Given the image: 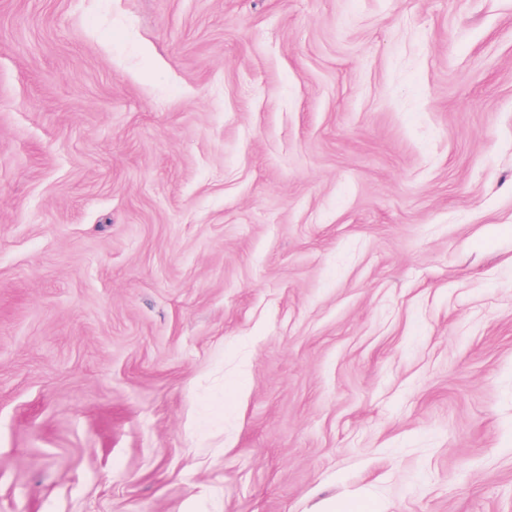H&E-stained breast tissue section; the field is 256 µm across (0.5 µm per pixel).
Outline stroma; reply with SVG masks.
<instances>
[{
  "instance_id": "stroma-1",
  "label": "stroma",
  "mask_w": 512,
  "mask_h": 512,
  "mask_svg": "<svg viewBox=\"0 0 512 512\" xmlns=\"http://www.w3.org/2000/svg\"><path fill=\"white\" fill-rule=\"evenodd\" d=\"M512 512V0H0V512Z\"/></svg>"
}]
</instances>
